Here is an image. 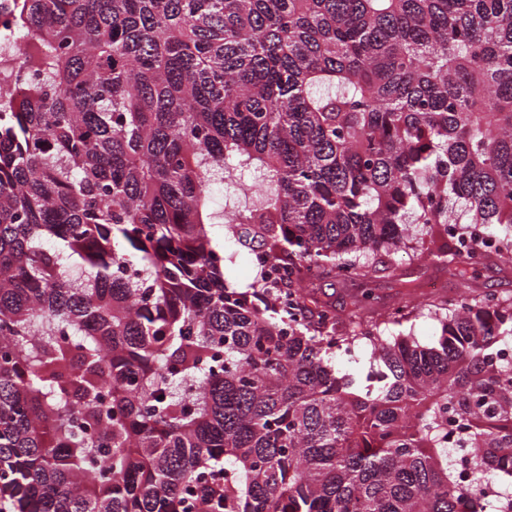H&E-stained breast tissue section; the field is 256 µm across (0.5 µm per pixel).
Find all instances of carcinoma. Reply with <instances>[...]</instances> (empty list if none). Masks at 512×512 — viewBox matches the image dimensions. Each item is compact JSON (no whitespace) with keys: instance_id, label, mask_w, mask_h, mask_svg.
<instances>
[{"instance_id":"carcinoma-1","label":"carcinoma","mask_w":512,"mask_h":512,"mask_svg":"<svg viewBox=\"0 0 512 512\" xmlns=\"http://www.w3.org/2000/svg\"><path fill=\"white\" fill-rule=\"evenodd\" d=\"M0 23V500L469 512L491 483L512 512V303L466 277L512 266V0H11ZM215 224L282 277L227 284ZM413 242L458 296L317 298ZM425 310L435 345L384 334ZM356 293L353 288H343L338 281L325 278L320 282L319 295L335 305L336 311L343 317L350 315L352 310V295Z\"/></svg>"}]
</instances>
